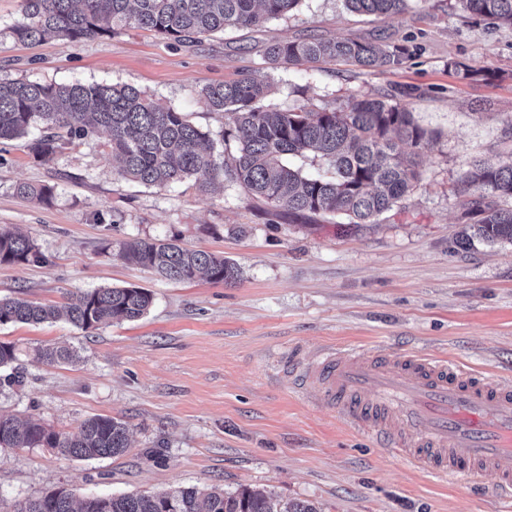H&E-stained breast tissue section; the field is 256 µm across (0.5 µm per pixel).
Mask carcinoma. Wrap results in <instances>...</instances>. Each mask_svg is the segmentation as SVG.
<instances>
[{
	"instance_id": "1",
	"label": "carcinoma",
	"mask_w": 512,
	"mask_h": 512,
	"mask_svg": "<svg viewBox=\"0 0 512 512\" xmlns=\"http://www.w3.org/2000/svg\"><path fill=\"white\" fill-rule=\"evenodd\" d=\"M301 0H22V18L10 28L13 38L36 43L53 37L64 45L128 27L149 28L178 44H193L226 28L256 27L288 16ZM460 9L512 27V0H456ZM347 10L396 17L411 0H344ZM409 57L402 47L368 41L302 39L267 46L265 62L276 68L323 60L370 70L398 67ZM268 86L246 71L232 82L212 84L199 95L224 117V135L237 142L227 165L217 163L209 134L182 112L156 102L131 84L43 83L0 78V140L29 138L28 147L43 162L53 160L64 138L109 137L117 173L144 185L167 188L192 179L207 189L223 175L253 195L290 214H333L350 224H369L394 209L418 182V150L428 135L400 101L399 90L380 97L351 94L333 106L279 110L261 105ZM416 148L411 154L400 143ZM313 153L330 170L327 178L306 176L284 156ZM463 182L488 193L464 204L474 236L487 243H512V161L473 164ZM17 193L48 204L54 187L20 184ZM119 256L148 267L164 279L232 283L237 268L222 256L184 248L161 239L132 238ZM42 255L27 236L0 231V263L29 264ZM152 294L139 287L94 288L72 294L59 310L52 306L0 299V325L39 324L65 314L86 332L101 324L133 321L147 313ZM76 358L68 347H47L39 359L49 364ZM1 448H52L78 460L118 456L128 450L126 422L109 416L85 420L74 435L33 420L0 416ZM14 512H317L304 502L283 506L272 495L243 488L234 493L174 487L154 495H96L78 502L65 489L27 500Z\"/></svg>"
}]
</instances>
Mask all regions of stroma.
<instances>
[{"instance_id": "35a3bbf8", "label": "stroma", "mask_w": 512, "mask_h": 512, "mask_svg": "<svg viewBox=\"0 0 512 512\" xmlns=\"http://www.w3.org/2000/svg\"><path fill=\"white\" fill-rule=\"evenodd\" d=\"M21 0H0V78L134 85L184 112L231 161L235 140L198 93L255 71L270 105L321 108L351 94L411 86L416 123L431 136L417 188L373 224L294 216L223 179L202 191L121 178L100 133L44 163L23 139L0 142V228L28 235L44 260L0 265V298L63 305L72 293L136 286L153 304L135 321L93 333L66 320L0 326L14 345L0 369V415L77 433L103 415L129 427L123 455L83 461L49 448H0V506L62 487L75 498L154 494L174 486L273 494L318 512H512V498L442 481L385 454L346 425L319 393L292 384L322 348L420 352L512 378V243L473 240L461 178L474 160L512 159V28L417 0L393 18L359 17L343 0H301L288 17L183 46L142 28L70 45L15 41ZM405 45L412 58L386 71L323 64L276 68L268 42L300 37ZM485 69L462 79L454 63ZM53 186L50 204L20 183ZM130 238L174 239L224 256L230 284L175 282L118 256ZM67 344L76 364L46 365L38 349Z\"/></svg>"}]
</instances>
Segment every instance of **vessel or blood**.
<instances>
[{
	"label": "vessel or blood",
	"mask_w": 512,
	"mask_h": 512,
	"mask_svg": "<svg viewBox=\"0 0 512 512\" xmlns=\"http://www.w3.org/2000/svg\"><path fill=\"white\" fill-rule=\"evenodd\" d=\"M297 382L318 388L356 430L438 477H496L512 493V380L416 353L325 348Z\"/></svg>",
	"instance_id": "vessel-or-blood-1"
}]
</instances>
